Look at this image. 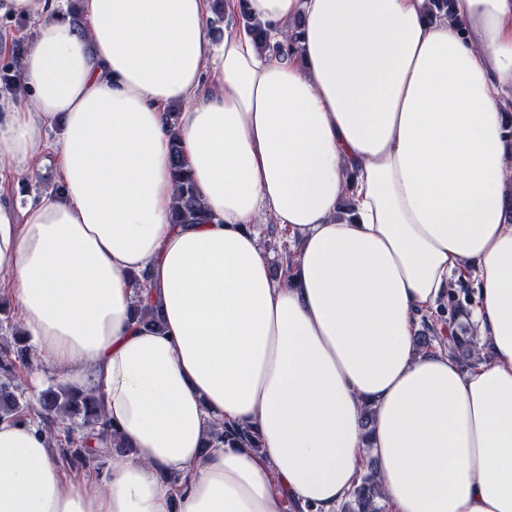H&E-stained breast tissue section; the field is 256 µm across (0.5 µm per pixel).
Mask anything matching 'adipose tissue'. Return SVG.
I'll list each match as a JSON object with an SVG mask.
<instances>
[{
    "mask_svg": "<svg viewBox=\"0 0 512 512\" xmlns=\"http://www.w3.org/2000/svg\"><path fill=\"white\" fill-rule=\"evenodd\" d=\"M59 2L0 0L34 25L0 176L50 157L62 187L0 192V274L128 451L100 494L1 421L0 512H336L371 461L383 512H512V0H224L218 43L209 0H81L80 33ZM243 9L298 53L260 50ZM175 145L194 224L171 221ZM265 214L299 242L281 277ZM467 277L491 354L464 369L415 336ZM224 422L261 448L204 449Z\"/></svg>",
    "mask_w": 512,
    "mask_h": 512,
    "instance_id": "1",
    "label": "adipose tissue"
}]
</instances>
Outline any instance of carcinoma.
Here are the masks:
<instances>
[{
    "label": "carcinoma",
    "mask_w": 512,
    "mask_h": 512,
    "mask_svg": "<svg viewBox=\"0 0 512 512\" xmlns=\"http://www.w3.org/2000/svg\"><path fill=\"white\" fill-rule=\"evenodd\" d=\"M240 20L254 34L260 49L284 57L293 55L297 50V37L290 36L284 41H277L260 22L252 20L243 11L240 12ZM23 53L24 48L16 45L11 62L0 71V81L15 95L24 90L12 78ZM172 177L177 185L172 223L193 224L200 219L202 203L176 142L172 144ZM136 303L135 317L139 324L161 327L160 312L155 306L140 299ZM417 340L421 348H428L435 343L447 347L448 353L455 360H463L469 367L481 360V352L477 350L478 338L474 336V329L469 325L461 324L452 328L445 340L439 336L430 320L425 319ZM28 356L27 341L19 330L13 334V344L0 345V372L4 377L0 382V421H29L36 424L44 435L51 433L60 424L66 425L64 444L60 447L62 459L80 470H97L106 458L126 451L120 434L104 421L102 407L92 387L52 384L41 393L37 405H32L18 391V386L11 383L15 362L25 364ZM225 444L259 447L256 433L248 428L232 423H225L219 428L211 427L208 446L219 448ZM379 498L378 472L372 468L363 473L352 490L350 499L343 504L341 512H381L377 505Z\"/></svg>",
    "instance_id": "cac0c4a2"
}]
</instances>
